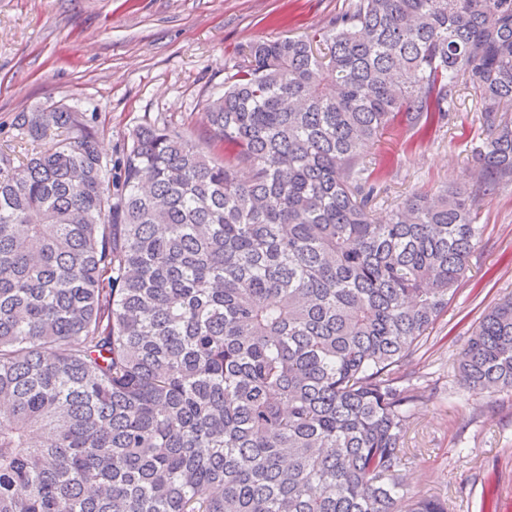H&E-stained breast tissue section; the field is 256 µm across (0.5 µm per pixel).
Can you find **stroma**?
<instances>
[{
  "mask_svg": "<svg viewBox=\"0 0 512 512\" xmlns=\"http://www.w3.org/2000/svg\"><path fill=\"white\" fill-rule=\"evenodd\" d=\"M346 0H0V153L24 160L15 126L38 106H78L104 158L118 159L136 127L165 122L205 133L206 105L248 46L326 27ZM479 105L459 87L441 127L391 128L363 151L380 220L410 194L474 183L486 138ZM480 242L465 279L412 359L422 394L407 420L400 474L411 497L448 512H512V390L468 388L457 370L472 325L512 292V183L476 208Z\"/></svg>",
  "mask_w": 512,
  "mask_h": 512,
  "instance_id": "1",
  "label": "stroma"
}]
</instances>
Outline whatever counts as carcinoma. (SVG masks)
Listing matches in <instances>:
<instances>
[{
	"mask_svg": "<svg viewBox=\"0 0 512 512\" xmlns=\"http://www.w3.org/2000/svg\"><path fill=\"white\" fill-rule=\"evenodd\" d=\"M471 87L472 188L381 221L362 162ZM512 0H348L256 41L209 128L146 123L117 162L81 112L16 126L0 176V512H448L401 506L415 352L512 179ZM64 137L43 143L47 129ZM465 384L512 389V294Z\"/></svg>",
	"mask_w": 512,
	"mask_h": 512,
	"instance_id": "obj_1",
	"label": "carcinoma"
}]
</instances>
